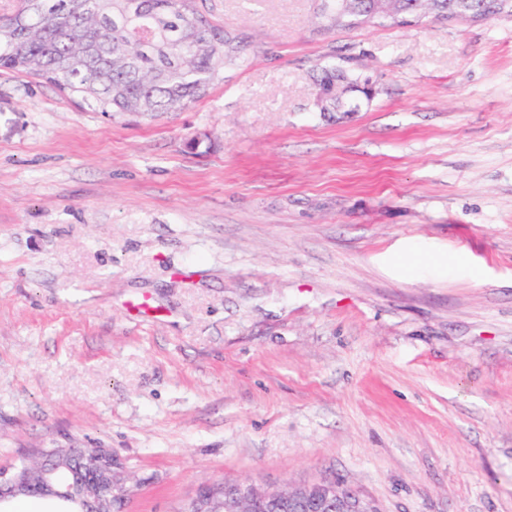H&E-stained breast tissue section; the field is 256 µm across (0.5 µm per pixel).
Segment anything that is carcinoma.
I'll list each match as a JSON object with an SVG mask.
<instances>
[{
	"label": "carcinoma",
	"mask_w": 512,
	"mask_h": 512,
	"mask_svg": "<svg viewBox=\"0 0 512 512\" xmlns=\"http://www.w3.org/2000/svg\"><path fill=\"white\" fill-rule=\"evenodd\" d=\"M0 14V67L50 82L96 110L181 112L248 62L242 41L211 23L198 0H13ZM324 0L323 28L378 27L402 15L451 21L512 17V0ZM341 81L368 94L362 75L324 68L315 91Z\"/></svg>",
	"instance_id": "cac0c4a2"
}]
</instances>
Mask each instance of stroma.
Segmentation results:
<instances>
[{
    "instance_id": "1",
    "label": "stroma",
    "mask_w": 512,
    "mask_h": 512,
    "mask_svg": "<svg viewBox=\"0 0 512 512\" xmlns=\"http://www.w3.org/2000/svg\"><path fill=\"white\" fill-rule=\"evenodd\" d=\"M199 5L249 62L181 112L0 69V466L109 452L121 512L326 476L512 512V18ZM320 66L377 93L322 110Z\"/></svg>"
}]
</instances>
